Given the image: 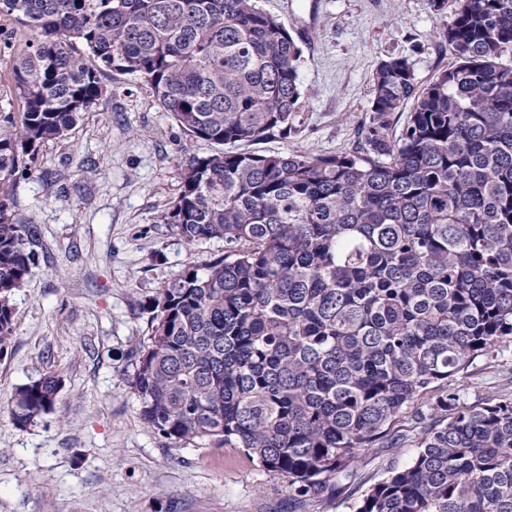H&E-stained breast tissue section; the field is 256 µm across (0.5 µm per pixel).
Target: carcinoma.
Wrapping results in <instances>:
<instances>
[{"instance_id": "cac0c4a2", "label": "carcinoma", "mask_w": 512, "mask_h": 512, "mask_svg": "<svg viewBox=\"0 0 512 512\" xmlns=\"http://www.w3.org/2000/svg\"><path fill=\"white\" fill-rule=\"evenodd\" d=\"M449 2L447 69L422 82L383 58L351 148L265 155L240 146L295 129L302 51L258 0H0V21L41 32L0 93V354L38 261L18 177L102 104L103 71L132 74L221 146L178 168L162 216L224 254L143 304L130 385L147 427L242 448L314 506L357 486L359 452L396 447L404 419L418 453L355 512H512V397L468 407L456 388L512 342V0H430ZM61 386L17 387L13 423ZM425 395L430 424L413 410Z\"/></svg>"}]
</instances>
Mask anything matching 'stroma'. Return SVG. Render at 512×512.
I'll use <instances>...</instances> for the list:
<instances>
[{"label":"stroma","mask_w":512,"mask_h":512,"mask_svg":"<svg viewBox=\"0 0 512 512\" xmlns=\"http://www.w3.org/2000/svg\"><path fill=\"white\" fill-rule=\"evenodd\" d=\"M303 50L296 131L253 144L261 154L330 155L367 121L381 58L403 56L420 79L448 64L449 11L430 0H260ZM110 92L62 141L47 145L14 194L38 232L39 259L14 295L15 336L0 355V512H300L288 485L239 448L177 447L148 428L128 383L147 335L142 304L190 265L224 251L189 245L162 216L178 167L215 153L187 137L133 75L107 71ZM54 371L53 409L18 428L16 388ZM512 394V342L475 361L461 403ZM414 433L361 451L365 485L405 468Z\"/></svg>","instance_id":"1"}]
</instances>
